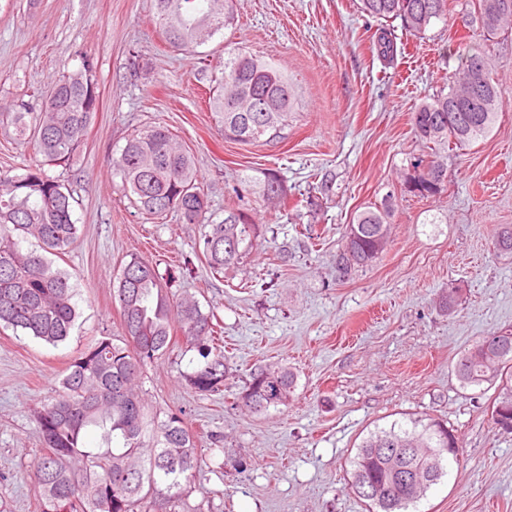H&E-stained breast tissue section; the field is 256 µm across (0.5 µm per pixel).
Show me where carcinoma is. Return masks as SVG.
I'll return each mask as SVG.
<instances>
[{
	"label": "carcinoma",
	"mask_w": 512,
	"mask_h": 512,
	"mask_svg": "<svg viewBox=\"0 0 512 512\" xmlns=\"http://www.w3.org/2000/svg\"><path fill=\"white\" fill-rule=\"evenodd\" d=\"M156 22L168 43L193 50L234 24L235 0H155ZM360 9L377 22L372 44L383 61L397 59L398 44L391 23L423 35L448 19V0H359ZM470 22L489 41L512 31V0H473ZM481 64L474 79L475 64ZM90 62L64 72L46 97L54 106L33 112L21 104L7 120L18 139L32 144L40 164L21 174H0V326L46 344L65 342L80 311L77 291L66 271L55 268L35 251H25L14 235L33 238L42 250L63 254L78 239L72 200L65 184L45 167H66L78 154L96 113L97 83L85 76ZM209 97L224 136L252 143L267 135L281 137L293 107L288 75L256 55L237 51L224 58V76L215 78ZM501 92L485 55L470 48L459 56V72L448 89L423 100L411 122L421 141L438 151L410 161L402 175L404 191L421 198L441 196L448 185L443 151L469 146L492 128ZM115 174L140 214L161 219L178 212L189 224L205 227L197 258L211 275L243 263L253 247L257 225L241 209L224 212L214 224L206 217L207 194L199 186L191 152L165 126L132 134L113 160ZM260 195L274 204L287 200L288 190L274 172L264 173ZM394 191L357 212L348 225L345 249L337 263L346 275L371 266L390 243L389 219ZM495 252L512 258V225L498 229ZM173 268L130 256L117 276L114 299L121 316L122 343L111 334L80 353L69 365L56 398L36 411L42 452L27 476L37 489V512H212L184 506L195 489L201 455L183 414L160 418L142 390L148 366L169 350L174 333L196 362L182 372L185 388L201 396L220 395L229 376L224 350L218 344L220 323L215 308H204L192 295L170 298L167 284ZM512 332L485 336L464 350L455 364L461 387L498 384L492 408H500L493 424L512 432ZM297 384L284 367H261L239 392L236 406L250 414L288 404ZM97 428L102 445L91 448L87 432ZM218 468L242 469L246 462L224 456L218 436L212 438ZM459 454L456 435L445 424L413 418L410 426L391 425L365 438L350 459L351 489L369 512H408L426 491L447 474L448 459ZM412 480L402 482V475Z\"/></svg>",
	"instance_id": "cac0c4a2"
}]
</instances>
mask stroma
I'll return each mask as SVG.
<instances>
[{"label": "stroma", "instance_id": "obj_1", "mask_svg": "<svg viewBox=\"0 0 512 512\" xmlns=\"http://www.w3.org/2000/svg\"><path fill=\"white\" fill-rule=\"evenodd\" d=\"M463 0L425 35H402L387 64L371 49L372 18L357 0H236L237 22L196 51L171 48L153 22L154 0H0V107L40 108L51 84L89 58L98 110L70 168H49L73 196L83 233L55 267L78 290L81 315L52 347L0 328V512H36L27 472L39 454L35 411L69 362L102 330L120 336L113 280L130 255L190 265L170 286L214 305L232 372L217 396L185 389L190 357L173 348L149 367L143 389L161 410L182 412L202 466L189 506L219 512H366L349 485V460L375 428L415 417L447 423L462 451L414 512H512V433L490 421L491 387L462 388L454 366L482 337L512 330V258L493 248L512 225V32L484 42L503 99L492 131L450 151L448 190L404 194L398 172L427 148L410 114L448 84L447 47L470 31ZM287 73L294 95L284 138H225L206 92L228 51ZM163 125L194 155L220 222L243 209L258 226L243 264L214 276L196 258L201 227L179 213L150 221L119 189L111 160L127 138ZM277 173L287 208L245 191V177ZM327 182L326 194L313 188ZM395 191L391 242L369 268L340 276L336 256L355 213ZM317 196L310 212L308 196ZM460 304L439 306L448 288ZM282 365L297 376L288 404L254 415L235 398L253 370ZM244 469H215L211 435Z\"/></svg>", "mask_w": 512, "mask_h": 512}]
</instances>
